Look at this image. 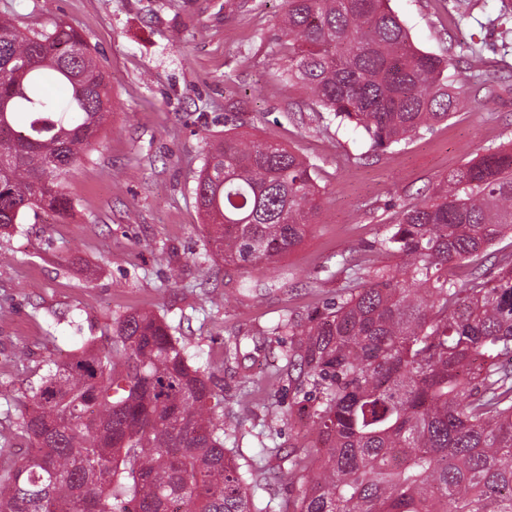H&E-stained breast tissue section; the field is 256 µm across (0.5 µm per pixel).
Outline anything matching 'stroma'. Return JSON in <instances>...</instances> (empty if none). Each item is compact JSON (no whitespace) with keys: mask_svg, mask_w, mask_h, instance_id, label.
Returning a JSON list of instances; mask_svg holds the SVG:
<instances>
[{"mask_svg":"<svg viewBox=\"0 0 512 512\" xmlns=\"http://www.w3.org/2000/svg\"><path fill=\"white\" fill-rule=\"evenodd\" d=\"M416 47L447 55L448 78L476 90L456 112L410 141L372 150L362 130L314 112L299 87L279 81L283 0H0L20 27L52 20L77 29L106 71L114 112L101 143L66 185L73 209L27 216L0 232V454H20L10 421L29 368L73 354L116 315L146 310L196 347L238 420L239 464L277 472L314 438L299 417L305 398L285 355L279 320L309 322L347 285L345 268L392 265L373 251L395 214L465 165L474 150L512 142V0H390ZM274 135L315 167L322 213L301 247L246 274L204 250L194 188L208 142L225 129ZM222 293L220 307L205 292ZM240 357L225 361L226 347ZM281 417L269 435V415Z\"/></svg>","mask_w":512,"mask_h":512,"instance_id":"35a3bbf8","label":"stroma"}]
</instances>
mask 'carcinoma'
<instances>
[{"instance_id": "cac0c4a2", "label": "carcinoma", "mask_w": 512, "mask_h": 512, "mask_svg": "<svg viewBox=\"0 0 512 512\" xmlns=\"http://www.w3.org/2000/svg\"><path fill=\"white\" fill-rule=\"evenodd\" d=\"M390 0H286L280 78L308 106L363 129L371 148L431 129L474 100L448 58L417 48ZM112 114L82 34L51 21L0 29V231L69 213L65 183ZM202 266L247 272L305 241L321 213L314 167L275 137L224 134L196 178ZM512 146L489 150L404 205L336 303L292 336L288 365L316 394V443L279 474L289 512H512ZM468 264L467 280L451 266ZM192 344L132 311L17 398L25 451L0 469V512H256L259 470L235 461L224 395Z\"/></svg>"}]
</instances>
